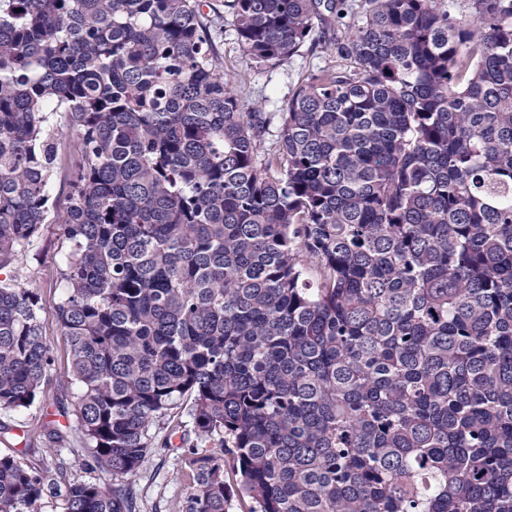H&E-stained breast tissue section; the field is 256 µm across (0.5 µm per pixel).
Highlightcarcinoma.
<instances>
[{
	"label": "carcinoma",
	"mask_w": 512,
	"mask_h": 512,
	"mask_svg": "<svg viewBox=\"0 0 512 512\" xmlns=\"http://www.w3.org/2000/svg\"><path fill=\"white\" fill-rule=\"evenodd\" d=\"M224 9L256 67L320 27L342 64L246 112L209 0H0V271L61 175L86 465L136 472L185 412L181 512H512V0ZM44 313L0 280V411L50 380ZM49 497L134 512L0 455V512Z\"/></svg>",
	"instance_id": "obj_1"
}]
</instances>
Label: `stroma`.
<instances>
[{
	"mask_svg": "<svg viewBox=\"0 0 512 512\" xmlns=\"http://www.w3.org/2000/svg\"><path fill=\"white\" fill-rule=\"evenodd\" d=\"M216 51L223 58L224 72L248 111L255 108L264 112L279 111L298 79L330 60L322 49L306 47L287 64L253 68L242 54L233 19L229 16L224 19V34ZM63 232V222L44 225L14 265L18 279L36 281L40 290L46 307L43 335L52 349L54 365L43 405L24 411H0V452L21 455L24 461L35 465L46 454L45 442L39 436L42 425L60 420L63 413L72 411L78 393L70 376L68 348L51 311L63 289L59 275ZM62 433L64 440L58 444L56 455L61 465L49 467L46 480L54 482L63 476L72 483L105 481V474L86 467L87 452L77 442L74 425H67ZM179 442V435H172L169 447L152 449L136 473L122 477V484L131 490L136 500V512H179L187 491L181 476Z\"/></svg>",
	"mask_w": 512,
	"mask_h": 512,
	"instance_id": "obj_1",
	"label": "stroma"
}]
</instances>
